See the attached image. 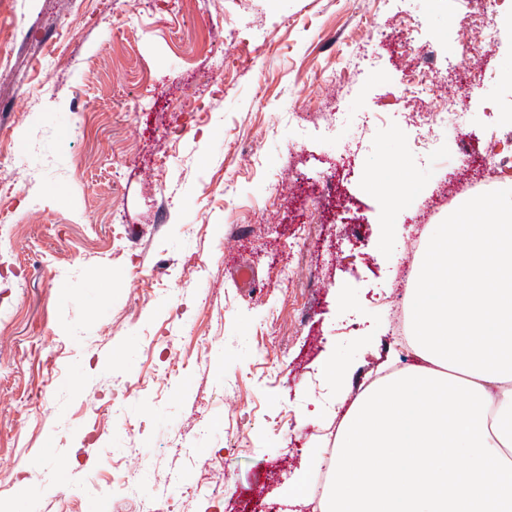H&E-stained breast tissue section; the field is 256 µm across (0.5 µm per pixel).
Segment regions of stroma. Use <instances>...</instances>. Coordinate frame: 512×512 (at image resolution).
Masks as SVG:
<instances>
[{"label":"stroma","mask_w":512,"mask_h":512,"mask_svg":"<svg viewBox=\"0 0 512 512\" xmlns=\"http://www.w3.org/2000/svg\"><path fill=\"white\" fill-rule=\"evenodd\" d=\"M0 22L26 32L16 70L34 44L62 53L48 101L0 80V175L23 196L0 203V512H138L212 471L222 498L191 512H290L336 441L325 363L353 390L408 365L387 328L411 242L482 223L471 197L506 188L418 221L512 123V16L475 56L464 0H0ZM410 38L434 52L423 110L469 109L435 147L401 92ZM391 174L418 195L392 198ZM332 177L346 203L326 214ZM127 469L134 497L110 483Z\"/></svg>","instance_id":"1"}]
</instances>
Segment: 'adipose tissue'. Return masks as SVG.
I'll return each mask as SVG.
<instances>
[{
  "label": "adipose tissue",
  "instance_id": "ef3b65f1",
  "mask_svg": "<svg viewBox=\"0 0 512 512\" xmlns=\"http://www.w3.org/2000/svg\"><path fill=\"white\" fill-rule=\"evenodd\" d=\"M489 224H452L425 248L407 301L410 363L357 395L337 381L333 477L318 512H512V191L472 200Z\"/></svg>",
  "mask_w": 512,
  "mask_h": 512
}]
</instances>
